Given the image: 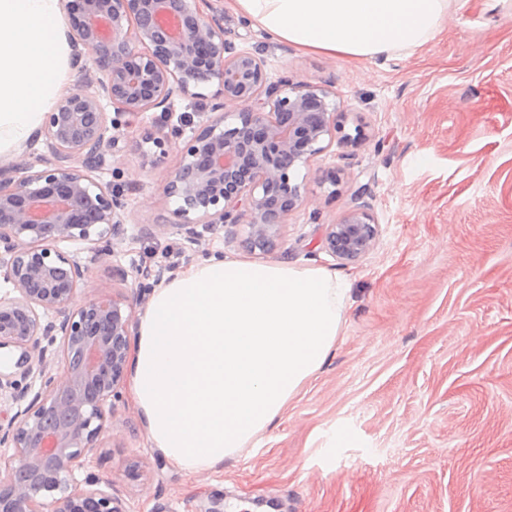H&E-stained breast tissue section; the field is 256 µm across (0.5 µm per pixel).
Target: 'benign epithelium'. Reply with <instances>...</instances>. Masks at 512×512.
Returning <instances> with one entry per match:
<instances>
[{
  "label": "benign epithelium",
  "instance_id": "benign-epithelium-1",
  "mask_svg": "<svg viewBox=\"0 0 512 512\" xmlns=\"http://www.w3.org/2000/svg\"><path fill=\"white\" fill-rule=\"evenodd\" d=\"M204 0H66L70 34L92 53L101 77L65 90L44 128L48 165L0 169V277L15 296H0V349L19 352L14 371L0 372V512H127L86 455L112 426L128 367L133 319L124 301L97 295L72 307L90 265L107 260L123 224V203L97 182L112 149L118 115L175 111V100L219 86L221 101L192 129L163 188L179 205L154 235L172 227L194 251L197 226L233 227L249 252H272L288 216L305 201L290 171L323 152L342 128L320 85L272 81L264 62L224 38ZM228 104L241 111H224ZM378 235L373 216L358 206L328 225L333 256L352 262ZM84 247L64 251L59 244ZM89 253L83 258L82 252ZM61 361L65 374L49 375ZM40 391L30 395L32 382Z\"/></svg>",
  "mask_w": 512,
  "mask_h": 512
}]
</instances>
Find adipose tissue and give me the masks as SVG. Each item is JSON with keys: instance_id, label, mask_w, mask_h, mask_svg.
I'll use <instances>...</instances> for the list:
<instances>
[{"instance_id": "obj_1", "label": "adipose tissue", "mask_w": 512, "mask_h": 512, "mask_svg": "<svg viewBox=\"0 0 512 512\" xmlns=\"http://www.w3.org/2000/svg\"><path fill=\"white\" fill-rule=\"evenodd\" d=\"M449 0H236L271 39L329 58L428 42ZM61 0H0V163L21 154L73 77ZM345 290L322 268L211 259L157 289L134 328L131 396L153 448L190 472L270 429L324 363Z\"/></svg>"}]
</instances>
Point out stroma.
Wrapping results in <instances>:
<instances>
[{"label":"stroma","instance_id":"stroma-1","mask_svg":"<svg viewBox=\"0 0 512 512\" xmlns=\"http://www.w3.org/2000/svg\"><path fill=\"white\" fill-rule=\"evenodd\" d=\"M203 9L271 80L326 86L343 133L360 137L293 169L307 201L262 257L336 276L341 331L274 427L223 467L191 473L151 448L125 395L90 471L127 512H204L215 499L224 512H512V0H451L426 44L377 60L275 42L235 0ZM172 125L152 111L116 130L98 176L126 204L124 231L75 304L107 294L140 314L137 268L246 258L221 225L195 252L175 232L141 235L168 214L163 187L187 142ZM359 196L379 235L346 263L324 235Z\"/></svg>","mask_w":512,"mask_h":512}]
</instances>
